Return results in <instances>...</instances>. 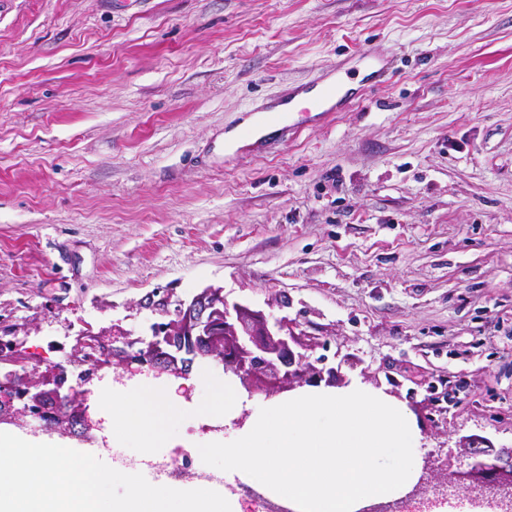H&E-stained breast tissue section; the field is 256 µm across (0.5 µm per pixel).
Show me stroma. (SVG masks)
Returning <instances> with one entry per match:
<instances>
[{"instance_id": "35a3bbf8", "label": "stroma", "mask_w": 512, "mask_h": 512, "mask_svg": "<svg viewBox=\"0 0 512 512\" xmlns=\"http://www.w3.org/2000/svg\"><path fill=\"white\" fill-rule=\"evenodd\" d=\"M393 78L270 147L289 88ZM220 287L401 402L437 479L512 448V0H0V329L33 369ZM195 362L154 455L206 443Z\"/></svg>"}]
</instances>
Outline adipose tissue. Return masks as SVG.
Segmentation results:
<instances>
[{"mask_svg":"<svg viewBox=\"0 0 512 512\" xmlns=\"http://www.w3.org/2000/svg\"><path fill=\"white\" fill-rule=\"evenodd\" d=\"M112 433L120 438L135 439L142 454H149L162 418L178 415L179 408L163 392L146 386L139 391L113 395Z\"/></svg>","mask_w":512,"mask_h":512,"instance_id":"adipose-tissue-1","label":"adipose tissue"}]
</instances>
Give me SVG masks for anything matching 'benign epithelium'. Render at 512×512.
I'll list each match as a JSON object with an SVG mask.
<instances>
[{
	"label": "benign epithelium",
	"instance_id": "1",
	"mask_svg": "<svg viewBox=\"0 0 512 512\" xmlns=\"http://www.w3.org/2000/svg\"><path fill=\"white\" fill-rule=\"evenodd\" d=\"M164 315L168 320L156 324L151 339L137 349L124 339L118 325L80 332L72 357L88 355L98 344L104 347V355L93 360L79 382L73 385L66 378L34 369L24 375L26 387L21 390L17 373L10 371L0 380V401L25 403L17 412L18 424L31 417L52 425L53 432L83 438L95 427L83 385L104 369L115 368L129 376L148 370L178 379L189 373L192 360L209 359L235 376L251 397L257 393L270 397L334 376L333 370L314 366L294 350L299 340L284 319L272 321L261 310L231 304L221 288H209L190 303L178 300L174 309L164 308ZM118 341L123 346H115ZM16 348L14 342L0 344V360L23 364ZM462 448L473 462L470 471L456 476L459 488L469 492L483 488L511 499L512 448H496L479 436L464 438Z\"/></svg>",
	"mask_w": 512,
	"mask_h": 512
}]
</instances>
